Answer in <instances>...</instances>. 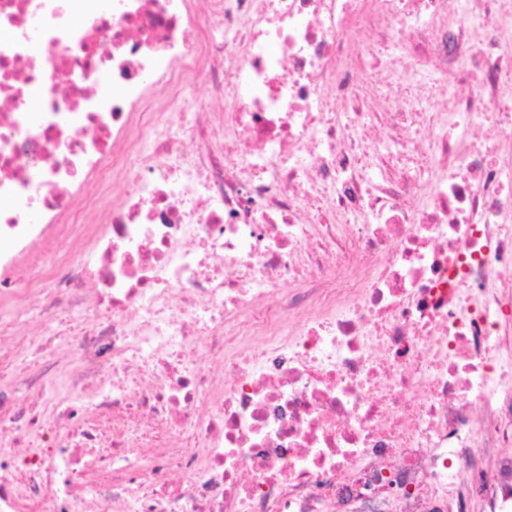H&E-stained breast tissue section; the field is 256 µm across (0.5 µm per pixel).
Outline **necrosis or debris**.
Returning a JSON list of instances; mask_svg holds the SVG:
<instances>
[{
    "mask_svg": "<svg viewBox=\"0 0 512 512\" xmlns=\"http://www.w3.org/2000/svg\"><path fill=\"white\" fill-rule=\"evenodd\" d=\"M0 338V512H512V0H0Z\"/></svg>",
    "mask_w": 512,
    "mask_h": 512,
    "instance_id": "necrosis-or-debris-1",
    "label": "necrosis or debris"
}]
</instances>
